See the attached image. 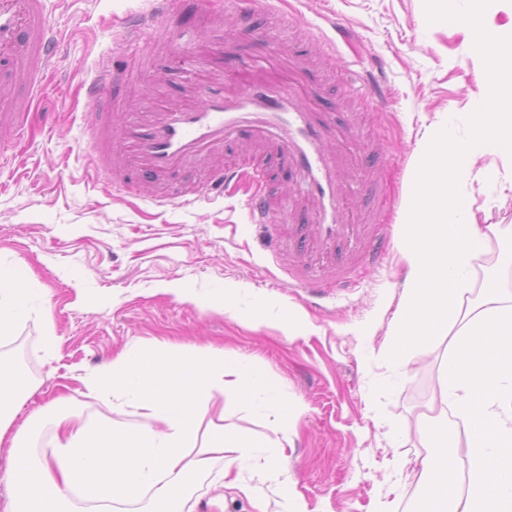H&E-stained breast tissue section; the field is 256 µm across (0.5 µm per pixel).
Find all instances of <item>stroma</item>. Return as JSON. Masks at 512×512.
<instances>
[{"label":"stroma","instance_id":"35a3bbf8","mask_svg":"<svg viewBox=\"0 0 512 512\" xmlns=\"http://www.w3.org/2000/svg\"><path fill=\"white\" fill-rule=\"evenodd\" d=\"M143 0H68L54 12L52 29L62 44L53 63L56 88L42 109L58 115L54 127L36 130L23 168L0 167V268H17L44 290L29 317L15 328L0 354L22 352L34 395L18 410L14 428L33 414L41 423L29 446L41 453L61 411H79L91 422L136 429L146 419L130 406L88 398L80 376L96 372L127 345L189 351L199 346L231 351L277 376L275 391L257 393L249 405L218 397L204 428L224 427L266 437L283 401L305 408L288 422L285 467L293 495L306 512H414L421 499L411 469L397 461L423 454L416 429L421 415L440 410V372L448 335L436 336L408 365L390 369L381 349L406 284L399 250L359 285L317 300L301 301L273 240L233 231L223 203L162 209L113 198L101 179L84 171L90 142L80 82L106 61L111 35ZM307 27L338 24L353 39L338 42L336 58L300 43L319 67L357 77L373 74L393 89V104L368 134L374 140V176L402 200L422 126L458 113V137L483 88L473 37L439 21L426 24L425 0H285ZM271 15L258 4L228 16L227 40L255 58L268 52L262 36ZM474 197L473 221L512 226V192L497 183L466 184ZM493 267L474 266L475 288L499 277L504 304L512 305V239L498 242ZM238 289L236 311H225L226 286ZM212 300L209 308L178 300L174 289ZM278 318H306L288 332L252 326L248 310ZM54 337L46 348V337ZM239 485L218 474L193 479L195 512H256L241 491L254 489L266 512H282L276 476L251 462Z\"/></svg>","mask_w":512,"mask_h":512}]
</instances>
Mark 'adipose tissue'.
Masks as SVG:
<instances>
[{
  "label": "adipose tissue",
  "instance_id": "obj_1",
  "mask_svg": "<svg viewBox=\"0 0 512 512\" xmlns=\"http://www.w3.org/2000/svg\"><path fill=\"white\" fill-rule=\"evenodd\" d=\"M41 288L24 273L0 269V342L26 319ZM89 397L119 396L147 419L128 430L86 421L81 413L58 415L54 436L41 455H30L28 428L12 430L30 383L22 365L0 357V445L9 447L5 475L13 491L12 512H123L150 498L154 512H193L188 488L200 473L223 459V474L240 468L259 446L256 439L220 430L201 440L202 420L216 395L233 393L251 402L256 393L276 389L277 379L237 355L197 348L148 351L128 346L98 374L84 377Z\"/></svg>",
  "mask_w": 512,
  "mask_h": 512
}]
</instances>
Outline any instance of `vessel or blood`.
I'll return each mask as SVG.
<instances>
[{
  "mask_svg": "<svg viewBox=\"0 0 512 512\" xmlns=\"http://www.w3.org/2000/svg\"><path fill=\"white\" fill-rule=\"evenodd\" d=\"M58 0H0V159L12 158L46 94L59 42L49 26ZM254 0H205L211 42L185 53L175 71L182 95L166 105L140 96L148 70L128 72L118 58L138 60L173 39H193L194 25L170 36L165 21L177 0H147L112 37V63L85 83L87 165L113 197L158 208L193 207L243 192L245 222L288 250L290 287L312 296L357 287L384 258L389 240L374 209L353 211L352 196L377 199L373 181L347 190L354 171L372 170L375 153L359 137L363 115L327 96L301 55L280 79L262 62L223 45L224 16ZM206 171L203 181L172 190L175 174ZM301 182L280 210L274 176Z\"/></svg>",
  "mask_w": 512,
  "mask_h": 512,
  "instance_id": "vessel-or-blood-1",
  "label": "vessel or blood"
}]
</instances>
